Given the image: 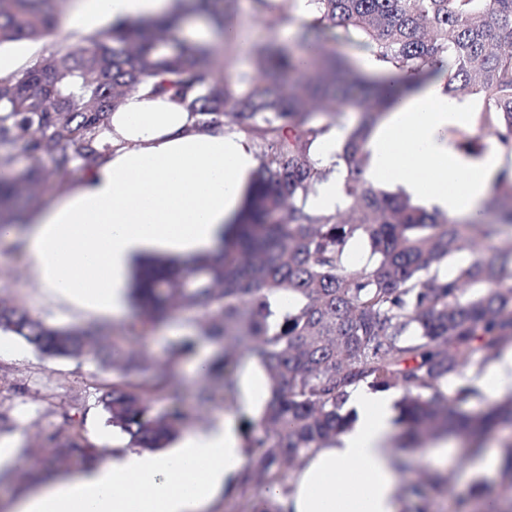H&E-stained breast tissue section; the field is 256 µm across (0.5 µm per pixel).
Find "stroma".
I'll list each match as a JSON object with an SVG mask.
<instances>
[{
	"mask_svg": "<svg viewBox=\"0 0 512 512\" xmlns=\"http://www.w3.org/2000/svg\"><path fill=\"white\" fill-rule=\"evenodd\" d=\"M81 38V31L60 26L39 40L1 46L0 56L12 59L20 68L34 62L48 45L76 46ZM0 297L45 324L79 326L96 332L94 351L78 358L44 356L20 338L14 341L16 353L0 355V416L6 420L0 429V440L20 443L19 463L0 474V512H12L20 495L35 490L49 476L58 473L77 478L116 451L130 447L129 435L112 426L98 401L101 390L114 380L111 368L102 364L99 354L111 349L121 325L138 321L140 312L132 306L122 319L106 321L48 298L24 259L23 242L19 239L0 241ZM207 343L193 313L174 311L146 336L141 348L148 358L170 367L182 381L179 432L207 429L220 418L235 431H242L243 421L251 413L243 407L240 392L210 402L197 397L201 381L193 371L195 352ZM77 411L83 415L80 432L87 454L73 459L68 467L56 468L49 462V449L43 448L41 442L49 434H65L68 415ZM392 449L406 464L400 474L402 481L416 479L424 472L447 478L448 486L443 492L431 493L429 512H459L461 500L473 487L472 482L460 479L465 466L463 447L449 449L444 466L439 465L429 446L409 450L397 438Z\"/></svg>",
	"mask_w": 512,
	"mask_h": 512,
	"instance_id": "stroma-1",
	"label": "stroma"
}]
</instances>
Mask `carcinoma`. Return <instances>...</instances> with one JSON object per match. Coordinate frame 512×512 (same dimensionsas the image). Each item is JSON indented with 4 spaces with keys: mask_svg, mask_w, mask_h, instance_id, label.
Listing matches in <instances>:
<instances>
[{
    "mask_svg": "<svg viewBox=\"0 0 512 512\" xmlns=\"http://www.w3.org/2000/svg\"><path fill=\"white\" fill-rule=\"evenodd\" d=\"M251 2L254 14L270 21L271 36L254 46L251 71L233 80L208 50L179 35L180 17L112 26L76 48L52 46L33 65L0 77V169L10 166L15 149L29 161L21 173L0 178V226L21 219L12 210L16 198L37 206L74 172L100 164L99 128L131 92L168 95L198 117L200 128L222 123L246 135L260 166L244 209L214 255L162 275L148 271L135 283L130 296L144 317L121 327L129 346L112 356L116 381L98 402L137 447H164L176 414L156 413L153 405L176 398L180 380L135 344L165 310L195 312L213 342L232 339L203 380L222 372L224 392L232 391L229 367L241 360L267 373L270 399L258 420L246 421L249 459L235 490L238 512H283L250 490L287 489L283 466H301L311 449L350 426L349 397L360 385L401 393L397 422L415 448L454 435L472 456L512 421V393L478 412L463 409L481 397L475 386L448 394V382L512 346V245L501 263L486 262L479 251L500 232L497 225L457 222L367 180L371 133L407 89L330 52V45L347 42L384 64L427 74L448 55L453 71L445 93L482 95L477 126L511 157L512 0H309L314 18L299 25L298 40L315 55L310 67L276 42V29L295 21L292 0ZM188 10L218 29L232 25L219 0H190ZM56 25L51 0H0V46L38 40ZM346 110L359 118L336 161L325 166L316 147ZM335 173L344 176L346 212L311 210L309 197ZM486 209L512 224V167L495 179ZM355 242L369 252L359 270L348 262ZM464 253L469 261L443 272ZM1 331L58 358L83 355L88 337L0 299ZM49 441L59 466L86 456L75 424L63 441ZM502 448L511 494L512 441ZM425 487L420 480L405 487L416 498L410 512H428Z\"/></svg>",
    "mask_w": 512,
    "mask_h": 512,
    "instance_id": "carcinoma-1",
    "label": "carcinoma"
}]
</instances>
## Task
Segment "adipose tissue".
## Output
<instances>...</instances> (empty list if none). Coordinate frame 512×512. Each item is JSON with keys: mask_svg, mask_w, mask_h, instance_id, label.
<instances>
[{"mask_svg": "<svg viewBox=\"0 0 512 512\" xmlns=\"http://www.w3.org/2000/svg\"><path fill=\"white\" fill-rule=\"evenodd\" d=\"M176 0H81L64 24L94 29L168 15ZM193 37L212 51L247 53L254 26L237 18L233 32L215 36L193 18ZM385 80L412 81V90L384 117L370 146L367 177L393 183L448 214L478 222L490 186L505 165L497 146L482 156L460 153L451 131H468L475 116L448 98L445 79L408 78L375 59L363 61ZM110 150L91 174L74 173L49 206L25 216V256L42 288L76 309L112 318L127 308L138 262L150 256L184 259L209 253L238 214L246 184L259 166L240 132L200 129L169 96L128 94L100 134ZM352 427L313 449L288 477L289 491L269 493L285 512H406L400 462L391 449V396L358 387L350 396ZM245 454L231 425L216 422L187 433L179 447L124 449L77 482L66 478L31 492L14 512H211L232 491Z\"/></svg>", "mask_w": 512, "mask_h": 512, "instance_id": "adipose-tissue-1", "label": "adipose tissue"}]
</instances>
